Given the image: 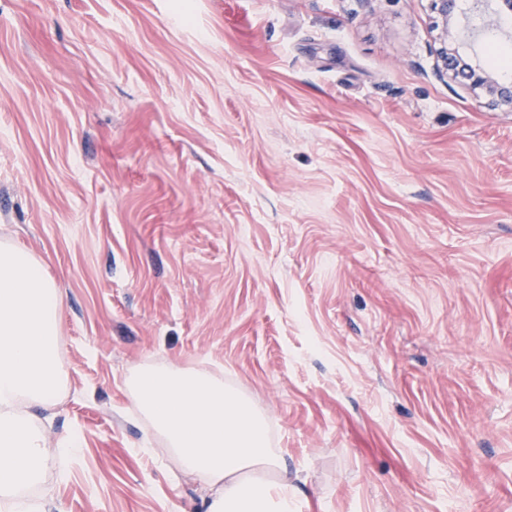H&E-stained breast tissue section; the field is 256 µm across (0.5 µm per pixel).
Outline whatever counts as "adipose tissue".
Returning <instances> with one entry per match:
<instances>
[{
    "label": "adipose tissue",
    "instance_id": "1",
    "mask_svg": "<svg viewBox=\"0 0 512 512\" xmlns=\"http://www.w3.org/2000/svg\"><path fill=\"white\" fill-rule=\"evenodd\" d=\"M126 384L179 466L205 479L204 512H295L298 490L268 422L239 391L175 365L134 367Z\"/></svg>",
    "mask_w": 512,
    "mask_h": 512
}]
</instances>
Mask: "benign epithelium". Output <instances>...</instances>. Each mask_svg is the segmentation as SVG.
Returning <instances> with one entry per match:
<instances>
[{
	"label": "benign epithelium",
	"instance_id": "1",
	"mask_svg": "<svg viewBox=\"0 0 512 512\" xmlns=\"http://www.w3.org/2000/svg\"><path fill=\"white\" fill-rule=\"evenodd\" d=\"M437 17L439 39L442 43L440 58L445 70L454 77L472 81V85L483 87L487 96L496 103L512 109V83L498 80L490 73L463 59L458 53L457 43L460 38V20L455 15L456 0H432ZM512 14V0H496V7L485 11L483 26L486 29L497 26L501 14Z\"/></svg>",
	"mask_w": 512,
	"mask_h": 512
}]
</instances>
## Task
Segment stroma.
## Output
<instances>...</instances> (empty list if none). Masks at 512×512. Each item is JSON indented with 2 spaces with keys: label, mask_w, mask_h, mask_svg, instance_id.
I'll list each match as a JSON object with an SVG mask.
<instances>
[{
  "label": "stroma",
  "mask_w": 512,
  "mask_h": 512,
  "mask_svg": "<svg viewBox=\"0 0 512 512\" xmlns=\"http://www.w3.org/2000/svg\"><path fill=\"white\" fill-rule=\"evenodd\" d=\"M431 0H0V242L61 296L47 512H200L130 369L223 379L298 512H512V110ZM456 3V0H432L437 17L439 39L442 43L440 58L444 69L446 72L451 71L455 78L472 79L473 86H482L487 96L512 110V83L499 81L491 73L483 72L459 55L457 43L461 25L455 15Z\"/></svg>",
  "instance_id": "35a3bbf8"
}]
</instances>
